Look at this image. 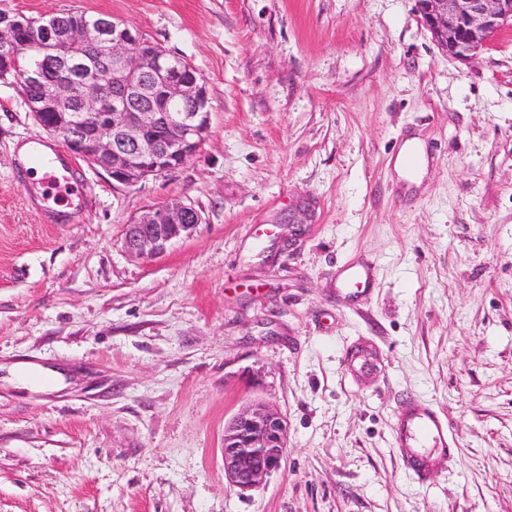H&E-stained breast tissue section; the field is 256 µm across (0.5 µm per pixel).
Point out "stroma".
<instances>
[{
    "mask_svg": "<svg viewBox=\"0 0 512 512\" xmlns=\"http://www.w3.org/2000/svg\"><path fill=\"white\" fill-rule=\"evenodd\" d=\"M69 8L181 56L210 124L130 186L80 163L62 221L14 177L49 135L0 80V512H512V25L459 61L414 0H0ZM177 200L192 233L129 253L127 224ZM354 261L367 293L336 288ZM26 366L63 377L15 387ZM408 398L455 441L422 478L395 440ZM253 400L288 443L242 492L224 425Z\"/></svg>",
    "mask_w": 512,
    "mask_h": 512,
    "instance_id": "1",
    "label": "stroma"
}]
</instances>
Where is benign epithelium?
<instances>
[{"label":"benign epithelium","instance_id":"benign-epithelium-1","mask_svg":"<svg viewBox=\"0 0 512 512\" xmlns=\"http://www.w3.org/2000/svg\"><path fill=\"white\" fill-rule=\"evenodd\" d=\"M415 9L436 45L450 58L464 60L505 23L512 22V0H414ZM104 45L105 59L86 50ZM29 49L13 24L0 26V78L19 65ZM56 52L50 95L28 102L35 122L47 133L69 130L67 149L105 170L120 185H132L171 172L199 149L209 125L208 97L197 73L182 58L154 44L123 22L97 16L65 28ZM102 66L101 81L81 74ZM161 95L148 106L128 100ZM112 112L103 114L106 99ZM69 99L75 111H48ZM201 217L194 206L155 207L126 226L125 248L136 255L162 253L174 239L190 234ZM287 423L280 413L256 402L239 412L224 429V478L241 491L255 488L277 470L287 448Z\"/></svg>","mask_w":512,"mask_h":512}]
</instances>
